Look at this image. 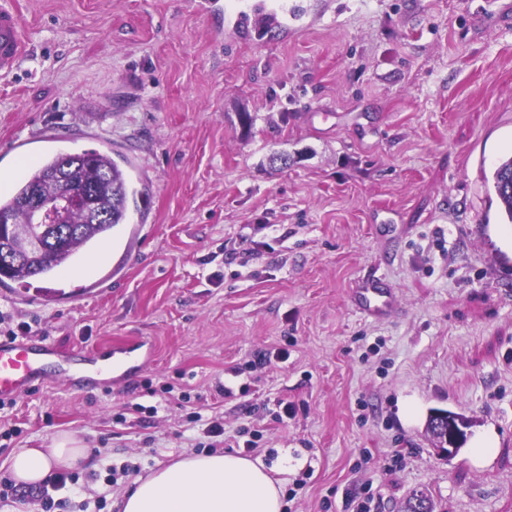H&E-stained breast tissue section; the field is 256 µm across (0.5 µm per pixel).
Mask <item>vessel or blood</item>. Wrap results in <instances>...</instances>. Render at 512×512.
Returning <instances> with one entry per match:
<instances>
[{"label": "vessel or blood", "instance_id": "1", "mask_svg": "<svg viewBox=\"0 0 512 512\" xmlns=\"http://www.w3.org/2000/svg\"><path fill=\"white\" fill-rule=\"evenodd\" d=\"M26 49V36L12 0H0V76L16 71ZM355 307L366 317L382 318L397 310L395 293L382 279L365 278L352 290ZM54 360L63 365L80 364L84 369L111 370L113 376L124 373L120 356L105 359L95 349L76 354L62 352L42 340H0V400H11L45 383V365Z\"/></svg>", "mask_w": 512, "mask_h": 512}]
</instances>
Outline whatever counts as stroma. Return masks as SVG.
Here are the masks:
<instances>
[{"label": "stroma", "mask_w": 512, "mask_h": 512, "mask_svg": "<svg viewBox=\"0 0 512 512\" xmlns=\"http://www.w3.org/2000/svg\"><path fill=\"white\" fill-rule=\"evenodd\" d=\"M13 2L29 41L0 77V192L26 140L38 159L121 154L144 197L73 264L0 284L19 339L132 350L126 381L83 390L51 364L0 404V512H42L4 484L7 459L62 432L90 453L55 512H117L138 477L207 446L193 413L273 469L284 512L368 496L402 512L416 494L512 512V224L484 182L512 152V0ZM291 3L295 35L229 21ZM371 276L395 314L352 306ZM434 409L468 421L456 453L427 433Z\"/></svg>", "instance_id": "stroma-1"}]
</instances>
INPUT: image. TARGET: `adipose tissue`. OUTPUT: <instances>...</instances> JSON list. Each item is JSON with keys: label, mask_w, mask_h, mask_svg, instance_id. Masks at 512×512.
I'll list each match as a JSON object with an SVG mask.
<instances>
[{"label": "adipose tissue", "mask_w": 512, "mask_h": 512, "mask_svg": "<svg viewBox=\"0 0 512 512\" xmlns=\"http://www.w3.org/2000/svg\"><path fill=\"white\" fill-rule=\"evenodd\" d=\"M87 455L69 434L47 448H19L10 457L14 480L42 483L74 469ZM120 512H283V489L261 460L231 453H192L138 478L121 497Z\"/></svg>", "instance_id": "ef3b65f1"}]
</instances>
